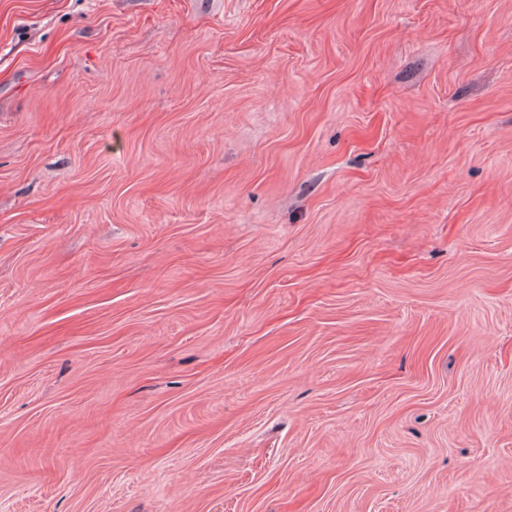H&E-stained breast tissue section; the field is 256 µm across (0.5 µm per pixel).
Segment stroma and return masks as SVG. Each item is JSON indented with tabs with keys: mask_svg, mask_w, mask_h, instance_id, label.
I'll use <instances>...</instances> for the list:
<instances>
[{
	"mask_svg": "<svg viewBox=\"0 0 512 512\" xmlns=\"http://www.w3.org/2000/svg\"><path fill=\"white\" fill-rule=\"evenodd\" d=\"M0 512H512V0H0Z\"/></svg>",
	"mask_w": 512,
	"mask_h": 512,
	"instance_id": "stroma-1",
	"label": "stroma"
}]
</instances>
